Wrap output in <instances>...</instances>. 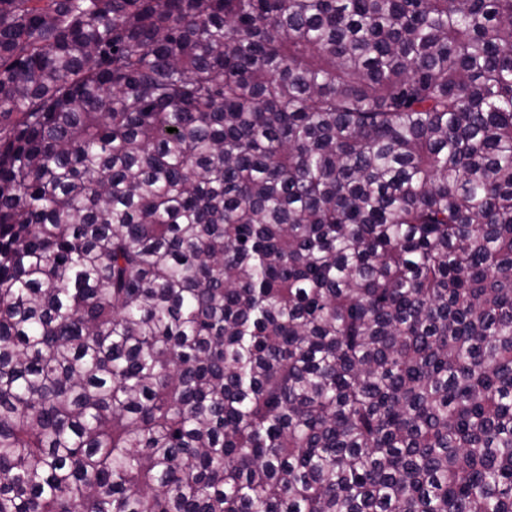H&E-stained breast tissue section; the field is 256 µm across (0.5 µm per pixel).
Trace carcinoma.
<instances>
[{
    "mask_svg": "<svg viewBox=\"0 0 512 512\" xmlns=\"http://www.w3.org/2000/svg\"><path fill=\"white\" fill-rule=\"evenodd\" d=\"M0 512H512V0H0Z\"/></svg>",
    "mask_w": 512,
    "mask_h": 512,
    "instance_id": "cac0c4a2",
    "label": "carcinoma"
}]
</instances>
